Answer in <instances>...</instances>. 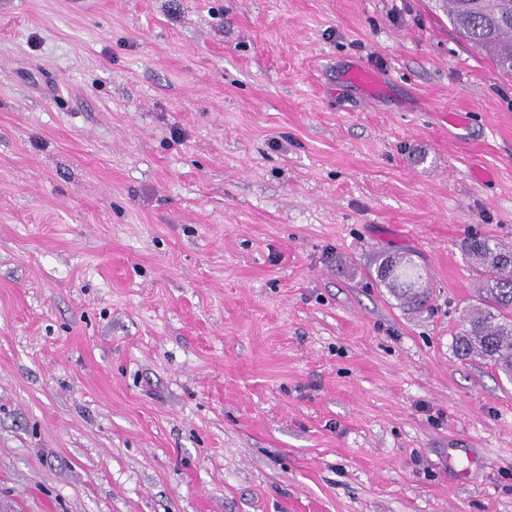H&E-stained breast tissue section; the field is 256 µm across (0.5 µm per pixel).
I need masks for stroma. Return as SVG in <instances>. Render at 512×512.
Masks as SVG:
<instances>
[{"instance_id":"stroma-1","label":"stroma","mask_w":512,"mask_h":512,"mask_svg":"<svg viewBox=\"0 0 512 512\" xmlns=\"http://www.w3.org/2000/svg\"><path fill=\"white\" fill-rule=\"evenodd\" d=\"M434 5L0 0V512H512V79ZM481 272L482 306L467 320L455 347L464 357L476 354L512 376V251L486 237H471L461 246ZM376 263L374 278L388 288L394 298L407 310L420 312L427 308L429 293L422 288V274L418 266L405 256L380 255ZM419 281V287L414 284Z\"/></svg>"}]
</instances>
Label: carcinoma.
I'll list each match as a JSON object with an SVG mask.
<instances>
[{
  "label": "carcinoma",
  "instance_id": "cac0c4a2",
  "mask_svg": "<svg viewBox=\"0 0 512 512\" xmlns=\"http://www.w3.org/2000/svg\"><path fill=\"white\" fill-rule=\"evenodd\" d=\"M448 20L475 49L487 55L498 71L512 77V0H442ZM469 261L481 272L482 306L467 320L456 338L457 352L477 355L512 376V251L486 237L462 243ZM377 282L388 288L410 311L427 308L428 289L418 266L405 256L382 255L374 270Z\"/></svg>",
  "mask_w": 512,
  "mask_h": 512
}]
</instances>
